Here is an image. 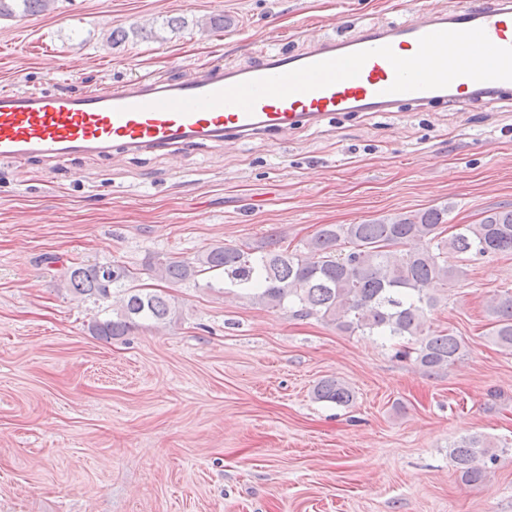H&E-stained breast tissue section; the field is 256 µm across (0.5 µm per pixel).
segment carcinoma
<instances>
[{
  "mask_svg": "<svg viewBox=\"0 0 512 512\" xmlns=\"http://www.w3.org/2000/svg\"><path fill=\"white\" fill-rule=\"evenodd\" d=\"M55 0H0V17L36 15ZM448 207L374 220L367 224H326L302 248L290 250L271 235L256 249L214 247L193 258L169 256L148 263L162 280L177 283L221 272L252 302L284 309L298 318L316 317L347 333L411 341L403 355L429 371H439L462 354L461 340L446 330L427 326L435 305L433 284L446 285L464 275L448 265V254L493 257L512 254V209L489 210L477 224L446 226ZM418 241L421 249L407 246ZM133 273L122 265L78 264L65 268L64 281L75 293L96 301L119 298L112 319L96 318L95 336L118 338L144 322L161 325L177 318L170 298L155 288L132 285ZM490 335L495 344L512 350V289L496 295ZM317 399L339 406L353 394L335 379L314 388ZM450 457L467 483H484L489 465L500 460L495 444L470 436L452 445Z\"/></svg>",
  "mask_w": 512,
  "mask_h": 512,
  "instance_id": "cac0c4a2",
  "label": "carcinoma"
}]
</instances>
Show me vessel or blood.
Segmentation results:
<instances>
[{
	"label": "vessel or blood",
	"mask_w": 512,
	"mask_h": 512,
	"mask_svg": "<svg viewBox=\"0 0 512 512\" xmlns=\"http://www.w3.org/2000/svg\"><path fill=\"white\" fill-rule=\"evenodd\" d=\"M481 28L500 47H512V0H479L453 13L432 12L386 26L336 34L301 51L265 48L256 63L219 61L192 77L104 83L89 93L0 90V160L55 161L73 155H107L120 145L131 151L178 150L202 141L227 143L266 133L287 137L297 126L318 125L339 112H390L402 102L464 104L512 93V81L455 79L449 87L391 92L395 73L385 58H369L357 77L284 98L264 96L252 112L233 104L179 113L158 108L164 99L198 97L240 82L283 74L346 54L391 46L416 53L421 36L439 30Z\"/></svg>",
	"instance_id": "vessel-or-blood-1"
}]
</instances>
